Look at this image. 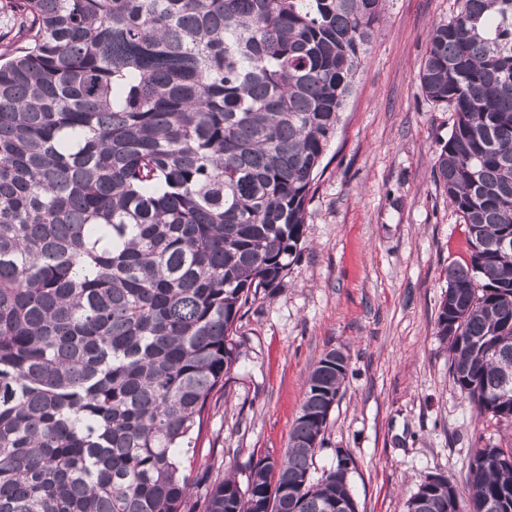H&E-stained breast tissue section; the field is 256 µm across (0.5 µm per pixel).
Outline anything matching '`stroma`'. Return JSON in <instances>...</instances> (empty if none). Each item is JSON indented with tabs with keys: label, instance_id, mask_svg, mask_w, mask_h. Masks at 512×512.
I'll use <instances>...</instances> for the list:
<instances>
[{
	"label": "stroma",
	"instance_id": "35a3bbf8",
	"mask_svg": "<svg viewBox=\"0 0 512 512\" xmlns=\"http://www.w3.org/2000/svg\"><path fill=\"white\" fill-rule=\"evenodd\" d=\"M458 0H385L384 22L324 157L307 206L306 244L273 298L237 323L243 354L211 397L190 500L233 471L281 458L305 380L322 353L349 371L313 477L349 451L359 512H405L430 475L463 484L474 448L512 447V425L475 410L455 387L437 317L448 265L468 257L465 226L432 176L454 114L424 96L431 28Z\"/></svg>",
	"mask_w": 512,
	"mask_h": 512
}]
</instances>
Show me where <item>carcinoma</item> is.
<instances>
[{"instance_id":"1","label":"carcinoma","mask_w":512,"mask_h":512,"mask_svg":"<svg viewBox=\"0 0 512 512\" xmlns=\"http://www.w3.org/2000/svg\"><path fill=\"white\" fill-rule=\"evenodd\" d=\"M384 0H0V512H193L183 465L241 358L236 324L305 243L306 206ZM455 114L433 177L466 226L437 335L512 425V0H459L420 67ZM511 247L504 249L502 242ZM347 356L309 373L288 449L203 512H329L311 479ZM406 512H512V448Z\"/></svg>"}]
</instances>
